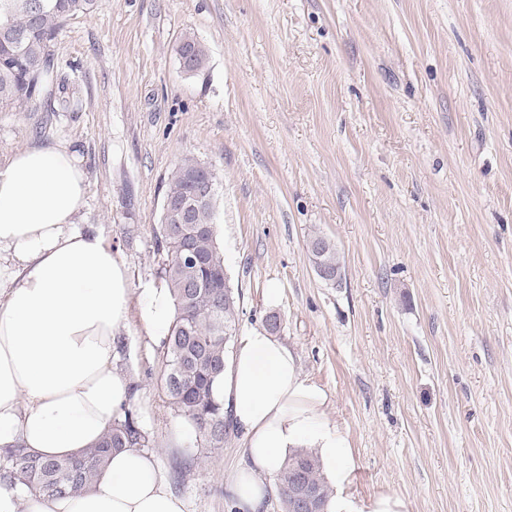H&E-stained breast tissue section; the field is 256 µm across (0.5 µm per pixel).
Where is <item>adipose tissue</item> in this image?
<instances>
[{"instance_id":"1","label":"adipose tissue","mask_w":512,"mask_h":512,"mask_svg":"<svg viewBox=\"0 0 512 512\" xmlns=\"http://www.w3.org/2000/svg\"><path fill=\"white\" fill-rule=\"evenodd\" d=\"M86 190L64 142L0 164V448L67 458L94 447L130 402L131 379L117 365L121 330L135 314L159 341L173 320L166 285L135 293L121 252L80 223ZM213 391L245 431V460L230 477L238 512H258L302 447L336 486L323 512H355L349 436L327 418L326 391L302 379L290 348L267 329H247ZM0 512H185V504L154 455L127 448L90 491L48 498L0 488Z\"/></svg>"}]
</instances>
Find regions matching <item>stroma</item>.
Here are the masks:
<instances>
[{"mask_svg": "<svg viewBox=\"0 0 512 512\" xmlns=\"http://www.w3.org/2000/svg\"><path fill=\"white\" fill-rule=\"evenodd\" d=\"M186 32L208 52L190 77L174 51ZM53 53L64 91L0 111V162L69 144L80 221L137 291L160 281L170 171L211 165L237 329L279 316L350 438L359 501L512 512V0H101ZM316 232L341 285L314 269ZM120 341L186 512H235L244 431L215 450L178 442L162 343L135 318ZM313 246L319 247L313 255L316 257L318 267L329 268L332 271H336V283L342 280V271L339 270L336 265H341L340 257L335 245L327 244L323 237L314 233L309 240V250L312 253Z\"/></svg>", "mask_w": 512, "mask_h": 512, "instance_id": "obj_1", "label": "stroma"}]
</instances>
